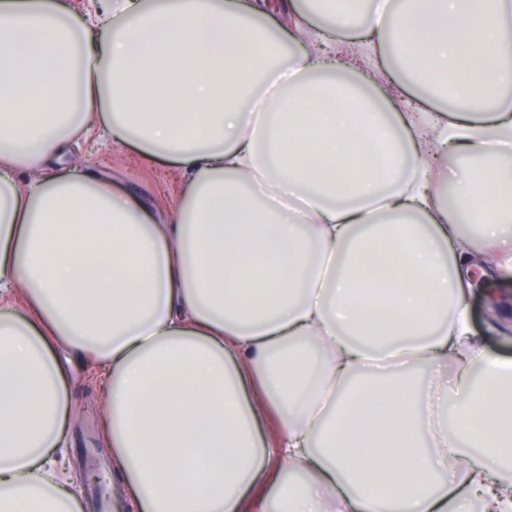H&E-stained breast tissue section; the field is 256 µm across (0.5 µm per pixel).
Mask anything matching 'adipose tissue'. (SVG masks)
Listing matches in <instances>:
<instances>
[{
    "label": "adipose tissue",
    "instance_id": "adipose-tissue-1",
    "mask_svg": "<svg viewBox=\"0 0 512 512\" xmlns=\"http://www.w3.org/2000/svg\"><path fill=\"white\" fill-rule=\"evenodd\" d=\"M95 4L0 0V512H81L63 348L127 512H512L464 305L512 275V0ZM97 124L181 172L169 222L58 170Z\"/></svg>",
    "mask_w": 512,
    "mask_h": 512
}]
</instances>
